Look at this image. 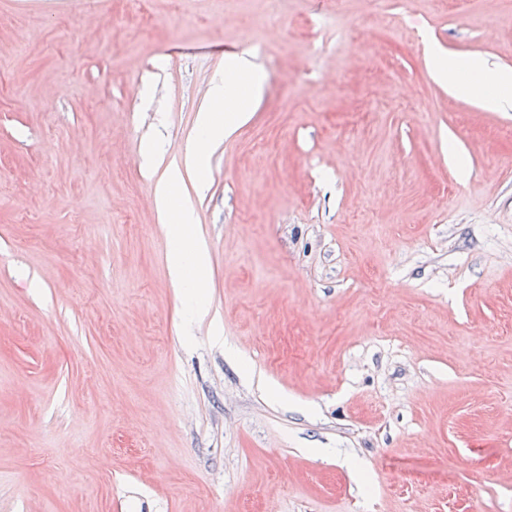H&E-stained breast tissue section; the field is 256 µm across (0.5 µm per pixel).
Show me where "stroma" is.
Returning a JSON list of instances; mask_svg holds the SVG:
<instances>
[{
    "label": "stroma",
    "instance_id": "35a3bbf8",
    "mask_svg": "<svg viewBox=\"0 0 512 512\" xmlns=\"http://www.w3.org/2000/svg\"><path fill=\"white\" fill-rule=\"evenodd\" d=\"M431 43L512 71V0H0V512H512V107ZM427 64L436 81L447 83L460 93H468L472 88L470 84L462 81L464 73L477 77L489 76L495 83L503 87L512 85V72L491 74L480 58L455 60L430 47ZM250 53L242 52L228 57L224 77L212 87L211 107L204 113L199 135L188 146L190 157L202 161L212 143L222 137L235 122L244 121L250 106L260 91L261 78L251 67ZM225 113L224 118V112ZM177 175L170 174L158 182L155 198L158 211L166 218L164 227L168 236L174 242L171 277L174 284L185 288H204L203 267L204 256L194 246L192 233V219L182 206L175 204V185ZM187 269H193L194 279L192 286H185L183 274Z\"/></svg>",
    "mask_w": 512,
    "mask_h": 512
}]
</instances>
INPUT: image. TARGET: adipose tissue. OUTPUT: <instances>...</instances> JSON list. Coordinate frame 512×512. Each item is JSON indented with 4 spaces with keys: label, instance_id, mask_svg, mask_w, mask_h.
Masks as SVG:
<instances>
[{
    "label": "adipose tissue",
    "instance_id": "1",
    "mask_svg": "<svg viewBox=\"0 0 512 512\" xmlns=\"http://www.w3.org/2000/svg\"><path fill=\"white\" fill-rule=\"evenodd\" d=\"M432 76L438 82L453 86L462 93L469 92L470 84L463 82V74L481 77L491 75L500 86L512 85V72L489 74L484 62L478 58L455 60L437 51H430L427 59ZM261 91V78L252 68L248 53L228 58L224 75L212 87L211 107L204 113L199 135L188 146L191 158L203 160L212 143L223 137L233 123L244 121L251 103ZM176 175L158 182L155 198L159 212L165 218V230L174 242L171 277L176 285H183V274L193 270L194 287H203L204 256L193 243L190 214L175 203Z\"/></svg>",
    "mask_w": 512,
    "mask_h": 512
}]
</instances>
